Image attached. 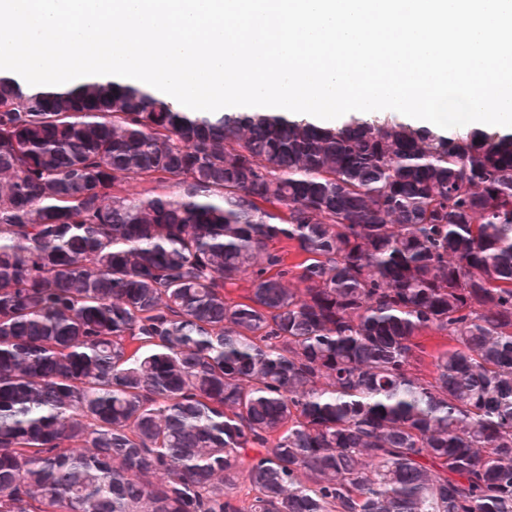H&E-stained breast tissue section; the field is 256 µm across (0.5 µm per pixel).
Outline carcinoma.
Wrapping results in <instances>:
<instances>
[{
  "label": "carcinoma",
  "instance_id": "obj_1",
  "mask_svg": "<svg viewBox=\"0 0 512 512\" xmlns=\"http://www.w3.org/2000/svg\"><path fill=\"white\" fill-rule=\"evenodd\" d=\"M0 512H512V128L0 76Z\"/></svg>",
  "mask_w": 512,
  "mask_h": 512
}]
</instances>
